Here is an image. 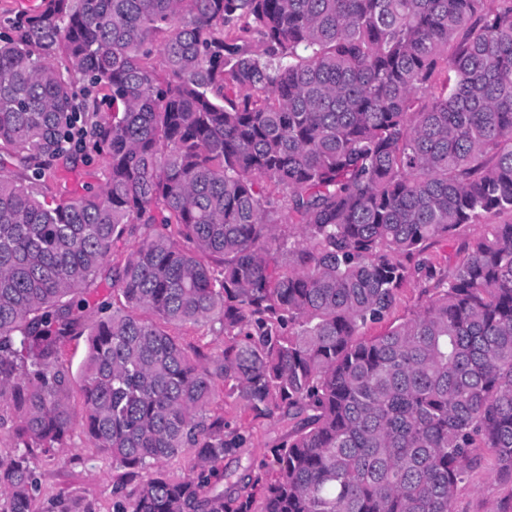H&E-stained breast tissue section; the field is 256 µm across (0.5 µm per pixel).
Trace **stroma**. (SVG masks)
Masks as SVG:
<instances>
[{"instance_id":"obj_1","label":"stroma","mask_w":512,"mask_h":512,"mask_svg":"<svg viewBox=\"0 0 512 512\" xmlns=\"http://www.w3.org/2000/svg\"><path fill=\"white\" fill-rule=\"evenodd\" d=\"M510 222L511 214H486L482 223L463 226L454 239L433 243L425 257L441 269L455 265L466 255L465 243L479 236L485 225ZM142 232L141 225L131 226L112 248L101 276L85 290L84 325H93L101 317V307L118 301V293L112 290V268L124 263ZM219 408L225 420L247 437L243 448L225 456L224 469L240 477L248 476L251 467L276 447L287 429L275 419L254 417L230 398L221 402ZM473 457V464L455 489L453 512H512V479L498 472L494 450L477 448ZM30 465L38 478L33 512H112L115 488H133L141 479L140 473L113 466L111 457L89 441L79 426L73 430L69 448L50 454L34 453Z\"/></svg>"}]
</instances>
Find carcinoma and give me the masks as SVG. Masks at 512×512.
Listing matches in <instances>:
<instances>
[{
	"mask_svg": "<svg viewBox=\"0 0 512 512\" xmlns=\"http://www.w3.org/2000/svg\"><path fill=\"white\" fill-rule=\"evenodd\" d=\"M46 2L0 20L9 512H32L29 455L69 447L76 383L88 438L145 473L113 512H452L473 448L512 477V223L444 274L421 259L512 214V0ZM79 150L99 189L40 198ZM129 224L123 307L76 379L79 294ZM419 276L424 309L365 338ZM188 323L224 348L191 358L167 331ZM222 395L288 432L215 493L246 443ZM185 451L190 473L161 469Z\"/></svg>",
	"mask_w": 512,
	"mask_h": 512,
	"instance_id": "carcinoma-1",
	"label": "carcinoma"
}]
</instances>
